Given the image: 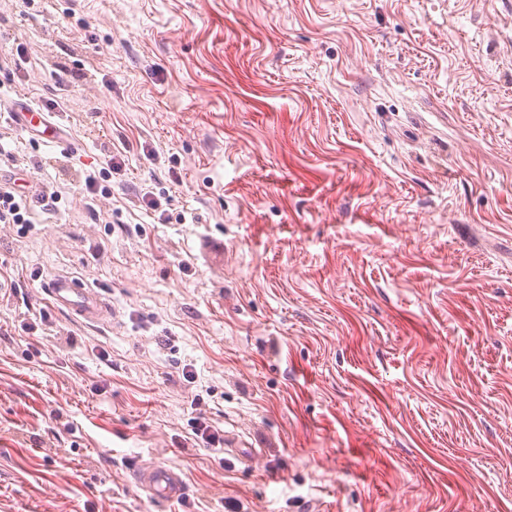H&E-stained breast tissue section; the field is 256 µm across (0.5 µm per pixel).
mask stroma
I'll list each match as a JSON object with an SVG mask.
<instances>
[{"instance_id":"35a3bbf8","label":"stroma","mask_w":512,"mask_h":512,"mask_svg":"<svg viewBox=\"0 0 512 512\" xmlns=\"http://www.w3.org/2000/svg\"><path fill=\"white\" fill-rule=\"evenodd\" d=\"M0 72V512H512V0H0ZM58 195L53 192L44 193L36 198L24 194L14 187V184L0 182V224H16L24 226L31 224L34 203H40L46 210L56 208ZM47 294L59 306L85 319H99L106 311L105 304L92 288H86L74 279L58 275L47 285ZM135 483L156 500H180L185 494L181 474L163 461H154L134 473Z\"/></svg>"}]
</instances>
